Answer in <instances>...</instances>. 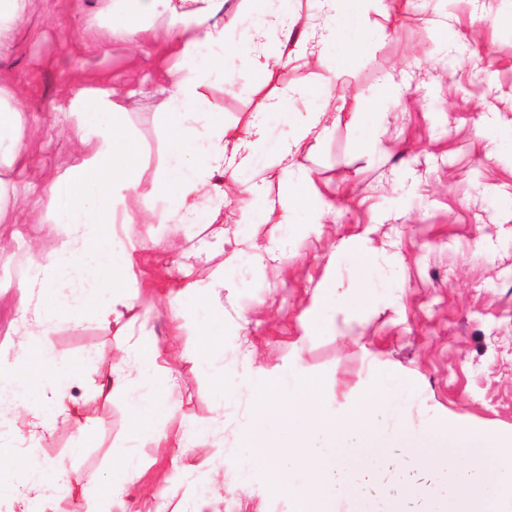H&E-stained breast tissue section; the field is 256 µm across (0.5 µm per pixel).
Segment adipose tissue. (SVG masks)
Instances as JSON below:
<instances>
[{"mask_svg":"<svg viewBox=\"0 0 512 512\" xmlns=\"http://www.w3.org/2000/svg\"><path fill=\"white\" fill-rule=\"evenodd\" d=\"M176 1L180 9L173 14L177 24L171 33L183 43L182 64L162 114L167 162L150 189L142 187L139 144L122 134L121 115L112 104L96 97L82 104L87 123L102 134L92 156L45 186L60 234L55 249L24 283L27 294L36 295L37 301L24 311L18 356L12 361L0 359V418L5 407L28 406L36 392L51 414H34L28 432L0 435V466L22 463L30 471L28 483L22 486L0 481V496L47 502L58 491L59 470L23 459L18 450L23 443L47 439L70 423L72 399L63 386L82 375L85 362L61 355L42 343V336L68 323L121 318L130 306L112 254L116 193L138 198L150 192L170 202L167 220L197 223L196 200L215 177L223 175L227 150L250 151L262 143L259 115L250 120L246 137H233L223 116L209 111L203 93L211 77L224 69V30L213 22L224 0ZM159 357L160 349L151 338L138 337L96 389L100 395L111 393L127 372H135L142 392L132 400L129 431L150 437L158 446L166 437L150 425L169 412L167 402L150 392L160 370ZM427 428L437 435L443 452L423 457L422 464L447 470L450 476L449 482L432 491L433 500L443 503L447 512H512V438L494 431L481 433L482 461L476 464L454 454L473 436L467 426L431 421Z\"/></svg>","mask_w":512,"mask_h":512,"instance_id":"adipose-tissue-1","label":"adipose tissue"}]
</instances>
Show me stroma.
Returning <instances> with one entry per match:
<instances>
[{
    "instance_id": "obj_1",
    "label": "stroma",
    "mask_w": 512,
    "mask_h": 512,
    "mask_svg": "<svg viewBox=\"0 0 512 512\" xmlns=\"http://www.w3.org/2000/svg\"><path fill=\"white\" fill-rule=\"evenodd\" d=\"M385 2L366 28L356 0H345L334 19L342 36L325 48L329 64L342 67L353 38L368 54L350 76L312 87L303 40L283 46L274 33L263 47L287 59L259 80L235 53L248 43L247 0H224L227 76L205 94L225 126L244 132L262 97L289 87L309 93L291 112L266 111L262 150L237 176H223V194L204 191L202 214H216L224 230L212 255L194 251L199 225L164 222L168 200L128 201L135 219L119 227L112 249L129 263L124 288L134 308L117 322L66 325L46 338L87 363L68 389L76 401L70 426L29 450L76 479L55 497V512H103L91 486L105 484L128 454L140 460L134 498L112 512H191L201 498L203 512H226L229 503L235 512H293V500L273 493L261 471L241 469L254 391L283 374L321 378L338 416L360 397L379 398L381 380L394 376L402 398L382 410L384 420L415 428L453 419L512 436V26L503 23L512 0ZM111 27L108 0H27L0 43V82L23 114L24 141L22 154L0 165V235L13 239L0 257L7 360L19 349L20 285L57 242L45 183L90 157L97 140L77 101L111 95L141 147L143 186L166 160L161 105L181 50L169 14L158 12L132 42L111 39ZM387 73L404 83L401 98L384 92ZM368 97L378 108L358 110ZM309 111L321 113L322 131L302 142L293 166L278 164L279 147ZM301 168L311 172L309 205L269 211L280 183ZM246 184L253 194H243ZM220 264L218 288L211 273ZM360 277L365 287L353 288ZM203 310L210 319L202 326ZM207 334L215 343L204 342ZM141 335L178 358L174 375L154 386L173 408L153 424L168 436L162 452L129 433L134 377L111 397L86 395L119 347ZM203 353L211 365L198 364ZM84 430L91 438L75 449ZM437 444L435 434H409L401 447L375 449L371 480L347 512L396 504L428 512L423 492L446 476L411 459Z\"/></svg>"
}]
</instances>
